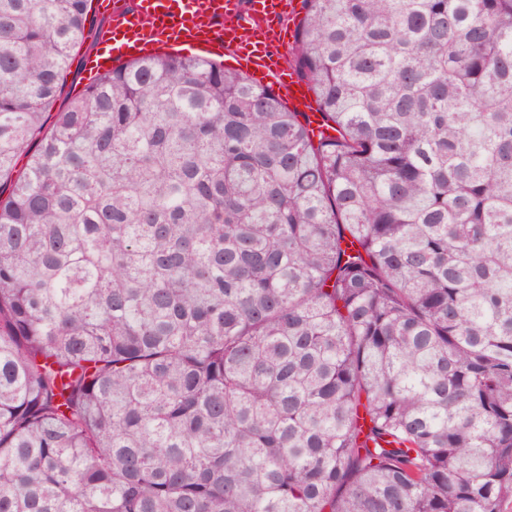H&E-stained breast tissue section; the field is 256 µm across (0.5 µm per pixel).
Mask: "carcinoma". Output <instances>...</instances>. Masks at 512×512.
I'll return each mask as SVG.
<instances>
[{
  "instance_id": "carcinoma-1",
  "label": "carcinoma",
  "mask_w": 512,
  "mask_h": 512,
  "mask_svg": "<svg viewBox=\"0 0 512 512\" xmlns=\"http://www.w3.org/2000/svg\"><path fill=\"white\" fill-rule=\"evenodd\" d=\"M0 0V512H504L512 0H302L324 132L239 69L60 101Z\"/></svg>"
}]
</instances>
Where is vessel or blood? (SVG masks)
I'll list each match as a JSON object with an SVG mask.
<instances>
[{"instance_id": "vessel-or-blood-1", "label": "vessel or blood", "mask_w": 512, "mask_h": 512, "mask_svg": "<svg viewBox=\"0 0 512 512\" xmlns=\"http://www.w3.org/2000/svg\"><path fill=\"white\" fill-rule=\"evenodd\" d=\"M298 0H97L109 24L92 73L157 51L225 56L252 79L277 88L294 112L314 114L304 80L284 67L286 23Z\"/></svg>"}]
</instances>
